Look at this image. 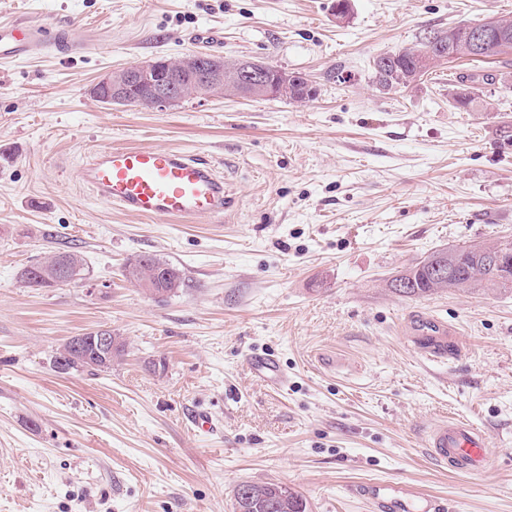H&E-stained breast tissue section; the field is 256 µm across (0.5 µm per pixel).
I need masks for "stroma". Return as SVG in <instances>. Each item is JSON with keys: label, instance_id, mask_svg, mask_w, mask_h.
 <instances>
[{"label": "stroma", "instance_id": "35a3bbf8", "mask_svg": "<svg viewBox=\"0 0 512 512\" xmlns=\"http://www.w3.org/2000/svg\"><path fill=\"white\" fill-rule=\"evenodd\" d=\"M0 0L89 34L87 57L0 66V512H235L245 481L299 492L307 512H370L353 488L407 482L445 512H512V290L409 299L388 281L432 252L512 240V52L454 61L383 91L376 57L432 29L512 20V0ZM306 74L315 99H187L162 110L89 95L111 71L192 52ZM349 78L339 83L334 72ZM478 76L469 108L448 81ZM165 147L219 161L237 196L226 222L122 213L79 184L106 147ZM82 282L29 287L24 267L60 250ZM150 254L184 288L145 294L123 270ZM444 321L438 359L416 316ZM109 329L126 344L110 370L59 372L72 337ZM275 355L283 388L251 371ZM205 413L216 427L192 421ZM489 438L484 470L427 452L434 423Z\"/></svg>", "mask_w": 512, "mask_h": 512}]
</instances>
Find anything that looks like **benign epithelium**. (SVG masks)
<instances>
[{"label":"benign epithelium","mask_w":512,"mask_h":512,"mask_svg":"<svg viewBox=\"0 0 512 512\" xmlns=\"http://www.w3.org/2000/svg\"><path fill=\"white\" fill-rule=\"evenodd\" d=\"M232 77L240 89L229 94L225 92L227 77ZM296 79L290 74L266 61L239 58L224 61L210 58L202 53L192 52L175 60H153L125 67L118 72H109L89 88V94L107 106L124 105L129 90L140 85L152 89L148 98L139 106L154 110L174 105L193 97H286L288 83ZM458 247L441 250L432 260L437 278L444 279L457 266ZM116 341L112 332L99 329L67 342L77 361H90V357L103 359L112 357Z\"/></svg>","instance_id":"benign-epithelium-1"}]
</instances>
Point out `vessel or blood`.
I'll use <instances>...</instances> for the list:
<instances>
[{
    "label": "vessel or blood",
    "mask_w": 512,
    "mask_h": 512,
    "mask_svg": "<svg viewBox=\"0 0 512 512\" xmlns=\"http://www.w3.org/2000/svg\"><path fill=\"white\" fill-rule=\"evenodd\" d=\"M94 40L75 38L69 30L18 18L0 23V64L32 59L48 52L69 57L95 53ZM80 182L97 201L129 214L163 221L208 219L223 222L236 207L215 161L165 148H102L85 154ZM248 363L260 380L284 386L279 362L266 353H251ZM488 438L471 425L448 421L427 432L428 453L452 471L470 474L487 463ZM358 495L374 512H442L436 498L405 483L374 481Z\"/></svg>",
    "instance_id": "obj_1"
}]
</instances>
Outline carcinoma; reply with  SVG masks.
Instances as JSON below:
<instances>
[{"label":"carcinoma","mask_w":512,"mask_h":512,"mask_svg":"<svg viewBox=\"0 0 512 512\" xmlns=\"http://www.w3.org/2000/svg\"><path fill=\"white\" fill-rule=\"evenodd\" d=\"M495 23L509 29V37L495 39L486 43L479 53L474 52L463 24L448 30H432L412 46H400L373 60L372 79L379 87L388 89L408 88L430 72V68L418 67L422 56L437 55L438 47L430 40L435 36L439 41L448 43V55L453 60L467 58L471 61L484 62L509 50H512V21L497 19ZM474 77L464 74L456 76L454 82L448 84V97L454 105L467 107L474 102ZM61 261L69 264L75 274L72 283L83 280L85 264L83 258L75 251H57L51 256L37 261L21 272L22 279L31 287L46 288L53 283L45 279L44 273L51 270ZM459 271L448 278L444 289L450 292L469 293L484 288H508L497 266L483 252L470 251L460 255ZM406 277L413 278L412 288L403 292L408 298H419L438 291L436 282L427 269V260L423 259L405 271ZM124 277L136 283L147 293L164 296L175 291L184 283L182 271L151 255H142L135 262L125 266ZM250 495L245 503H236L240 512H306V502L297 492L285 486L270 483L249 481Z\"/></svg>","instance_id":"cac0c4a2"}]
</instances>
